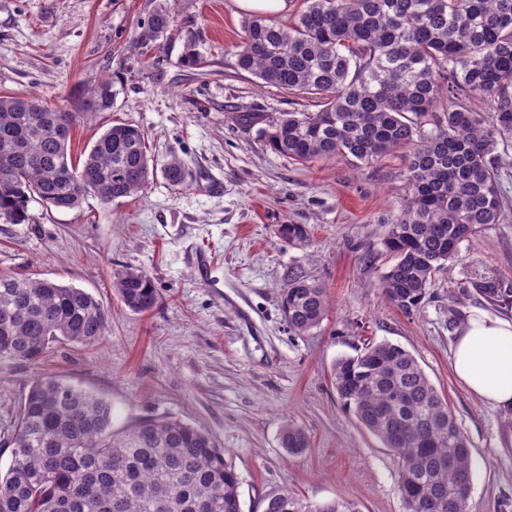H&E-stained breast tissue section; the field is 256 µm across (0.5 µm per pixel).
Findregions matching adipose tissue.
<instances>
[{
	"mask_svg": "<svg viewBox=\"0 0 512 512\" xmlns=\"http://www.w3.org/2000/svg\"><path fill=\"white\" fill-rule=\"evenodd\" d=\"M451 366L481 402L512 407V317L472 309L456 331Z\"/></svg>",
	"mask_w": 512,
	"mask_h": 512,
	"instance_id": "1",
	"label": "adipose tissue"
}]
</instances>
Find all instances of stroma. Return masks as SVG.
Returning a JSON list of instances; mask_svg holds the SVG:
<instances>
[{"label": "stroma", "instance_id": "obj_1", "mask_svg": "<svg viewBox=\"0 0 512 512\" xmlns=\"http://www.w3.org/2000/svg\"><path fill=\"white\" fill-rule=\"evenodd\" d=\"M163 5L171 27L141 40V23ZM249 15L239 0H0V93H36L69 109L109 79L112 108L74 129L73 155L128 122L155 158H178L186 170L182 185L158 173L143 193L107 206L89 197L58 211L36 199L26 223L0 216V274L82 289L110 321L99 345L58 343L31 365L0 358V471L31 383L51 374L109 401L113 431L175 419L208 433L237 473L243 512H263L283 490L313 505L405 512L392 452L331 377L337 359L386 341L417 358L469 442L470 512H512V410L481 404L449 360L469 310L507 312L473 285L512 288V166L500 223L463 242L422 304L401 311L379 284L388 264L381 242L406 194L403 154L358 170L342 159L301 165L238 125L240 112L276 117L321 105L238 68L232 47ZM190 39L208 67L184 66ZM280 224L305 225L307 242L280 240ZM128 268L153 280V311H131L116 294L113 278ZM293 274L329 295L320 325L299 336L280 307ZM288 423L310 439L302 454L282 444Z\"/></svg>", "mask_w": 512, "mask_h": 512}]
</instances>
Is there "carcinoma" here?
<instances>
[{
    "instance_id": "1",
    "label": "carcinoma",
    "mask_w": 512,
    "mask_h": 512,
    "mask_svg": "<svg viewBox=\"0 0 512 512\" xmlns=\"http://www.w3.org/2000/svg\"><path fill=\"white\" fill-rule=\"evenodd\" d=\"M161 7L141 37L167 31ZM237 66L292 95L320 96L317 112L276 119L242 112L269 147L299 164L344 159L354 168L388 153L405 154L408 193L383 239L391 257L380 286L405 313L416 310L435 275L459 256L478 229L500 223L501 170L512 149V0H303L294 24L254 14L234 45ZM184 63L207 61L188 40ZM488 99L478 111L471 99ZM112 109V81L102 79L70 111L35 96L0 95V215L28 219L38 199L72 210L91 196L103 205L143 191L156 171L174 186L180 162L159 165L139 127H109L84 159L74 160L71 134L86 112ZM288 243L306 241L303 224H279ZM123 304L145 313L159 292L143 271L115 277ZM475 290L512 305V289L484 281ZM326 289L290 278L282 298L288 328H316ZM108 314L90 293L49 279L0 275V358L33 363L60 340L96 345ZM336 392L360 425L397 457L405 512H469L473 468L468 441L445 396L409 351L368 344L332 368ZM291 454L310 446L287 424ZM0 474V512H242L239 481L212 437L177 420H144L112 432V407L54 376L33 381ZM264 512H358L350 502L314 506L288 491L269 495Z\"/></svg>"
}]
</instances>
